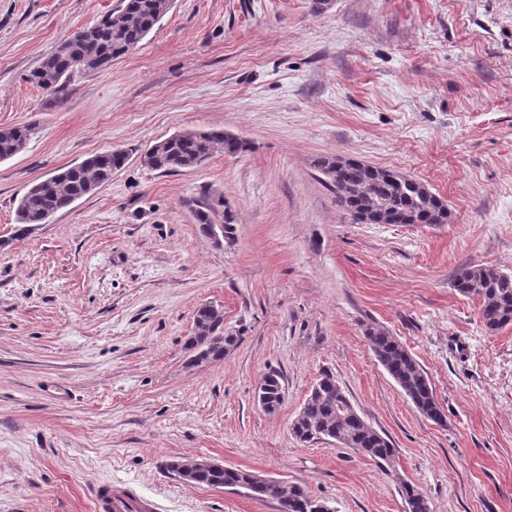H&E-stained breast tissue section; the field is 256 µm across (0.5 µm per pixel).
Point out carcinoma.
<instances>
[{
  "label": "carcinoma",
  "instance_id": "carcinoma-1",
  "mask_svg": "<svg viewBox=\"0 0 512 512\" xmlns=\"http://www.w3.org/2000/svg\"><path fill=\"white\" fill-rule=\"evenodd\" d=\"M173 0H121L120 6L106 12L90 25L74 32L47 55L28 80L44 90L60 87L76 73L109 69L112 62L135 51L144 38L171 10ZM33 128L19 124L0 128V160L21 152ZM251 149L248 141L225 131H185L150 147L143 164L162 173L196 169L215 153L237 155ZM122 160L106 152L94 154L80 164L63 169L34 184L19 199L16 221L20 236L46 223V215L71 206L77 199L108 182ZM332 187L336 205L359 224H446L448 205L424 185L402 173L374 167L340 155L323 156L314 161ZM220 215L229 236H234L236 215L224 196L216 195L195 213L200 233ZM462 296L479 301L478 314L483 328L495 333L512 325V274L491 266L462 268L453 281ZM365 338L378 363L399 386L413 407L425 418L436 422L442 416L432 383L408 349L389 331L370 326ZM237 338L224 334V313L212 306L199 307L195 315V333L188 349H200L191 362L224 360L226 349ZM267 411L274 412L284 400L281 376L269 372ZM291 435L300 443L319 438L344 448H364L367 457L377 463H390L396 449L391 441L374 429L354 408L339 383L329 373L316 382L290 426ZM245 471L238 468L203 470L192 484L211 488L241 487ZM400 492L408 512H431L429 500L418 486L400 482ZM261 501L288 506L286 512H316L314 497L301 485H288L267 479L254 495Z\"/></svg>",
  "mask_w": 512,
  "mask_h": 512
}]
</instances>
